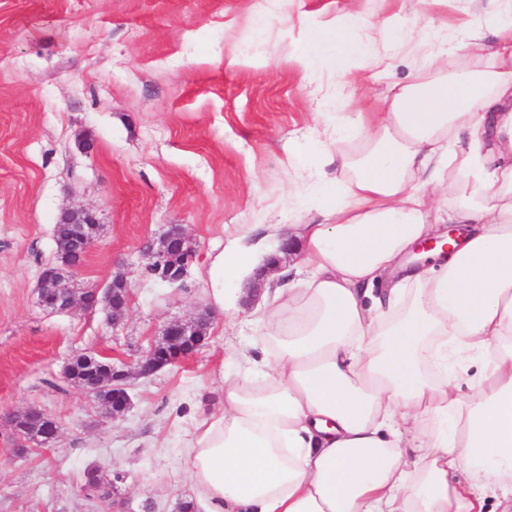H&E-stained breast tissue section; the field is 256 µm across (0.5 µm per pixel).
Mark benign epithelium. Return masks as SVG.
Here are the masks:
<instances>
[{"mask_svg": "<svg viewBox=\"0 0 512 512\" xmlns=\"http://www.w3.org/2000/svg\"><path fill=\"white\" fill-rule=\"evenodd\" d=\"M64 214L79 219L87 224L84 236V250H90L96 243L100 225L89 210L78 207L68 208ZM143 253L148 257V271L153 278L170 286L181 284L193 263L196 250L192 246L187 229L182 224H171L158 240L143 244ZM65 271L45 268L49 272L48 282H38V294L42 306L59 312H69L77 306L87 310L97 307L106 312L112 324H117L123 317L129 296L130 284L126 276L117 273L109 285L104 288L96 286H69L66 278L75 263L66 256H59ZM213 311L208 307L197 310L188 320H174L163 329L162 335L136 363L120 367L111 365L105 371L98 387H81L98 407L102 417L116 419L124 415L130 407V396L125 381L132 376H148L158 369L173 365L189 355L187 347L197 348L205 339L201 326L211 324Z\"/></svg>", "mask_w": 512, "mask_h": 512, "instance_id": "obj_1", "label": "benign epithelium"}]
</instances>
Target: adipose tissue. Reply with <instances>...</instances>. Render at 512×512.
Segmentation results:
<instances>
[{
  "mask_svg": "<svg viewBox=\"0 0 512 512\" xmlns=\"http://www.w3.org/2000/svg\"><path fill=\"white\" fill-rule=\"evenodd\" d=\"M494 23V48L477 26L415 41L428 72L311 139L298 223L214 259L216 309L257 271L276 288L250 313L262 361L190 441L208 512H512V8ZM286 238L299 262L270 266Z\"/></svg>",
  "mask_w": 512,
  "mask_h": 512,
  "instance_id": "adipose-tissue-1",
  "label": "adipose tissue"
}]
</instances>
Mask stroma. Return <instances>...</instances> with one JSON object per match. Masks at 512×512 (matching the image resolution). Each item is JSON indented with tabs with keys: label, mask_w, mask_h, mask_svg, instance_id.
<instances>
[{
	"label": "stroma",
	"mask_w": 512,
	"mask_h": 512,
	"mask_svg": "<svg viewBox=\"0 0 512 512\" xmlns=\"http://www.w3.org/2000/svg\"><path fill=\"white\" fill-rule=\"evenodd\" d=\"M492 0H0V512H178L192 499L186 447L218 412L219 372L260 356L246 314H216L185 362L128 381L132 406L107 420L64 375L75 353L135 362L164 326L207 303L212 260L242 224H289L296 148L336 117L411 82L392 29L452 34L479 22L496 42ZM363 15L354 23L350 11ZM332 28L361 46L339 80ZM316 54L305 68L302 49ZM390 58L380 72L372 57ZM95 212L97 245L73 271L106 285L126 274L119 326L104 311L52 313L37 300L65 208ZM185 225L196 259L182 285L151 278L144 241ZM36 407L61 426L54 446L13 451L9 413ZM102 466L109 495L84 488Z\"/></svg>",
	"instance_id": "35a3bbf8"
}]
</instances>
